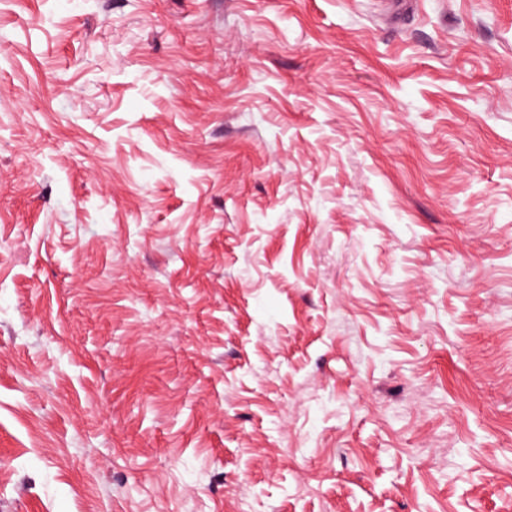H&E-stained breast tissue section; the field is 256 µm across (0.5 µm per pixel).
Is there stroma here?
Segmentation results:
<instances>
[{
  "label": "stroma",
  "instance_id": "35a3bbf8",
  "mask_svg": "<svg viewBox=\"0 0 512 512\" xmlns=\"http://www.w3.org/2000/svg\"><path fill=\"white\" fill-rule=\"evenodd\" d=\"M0 512H512V0H0Z\"/></svg>",
  "mask_w": 512,
  "mask_h": 512
}]
</instances>
